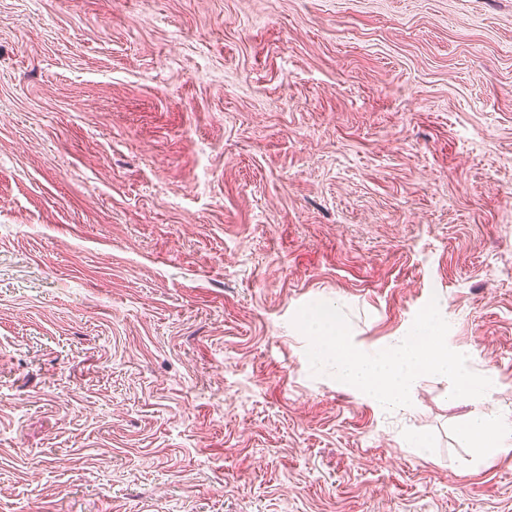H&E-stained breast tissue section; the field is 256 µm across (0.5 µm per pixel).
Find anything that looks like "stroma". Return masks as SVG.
Returning a JSON list of instances; mask_svg holds the SVG:
<instances>
[{
	"mask_svg": "<svg viewBox=\"0 0 512 512\" xmlns=\"http://www.w3.org/2000/svg\"><path fill=\"white\" fill-rule=\"evenodd\" d=\"M437 298L482 403L312 374ZM512 0H0V512H512ZM465 431L484 463L493 462L505 448L511 447L512 427L496 411L472 412Z\"/></svg>",
	"mask_w": 512,
	"mask_h": 512,
	"instance_id": "obj_1",
	"label": "stroma"
}]
</instances>
